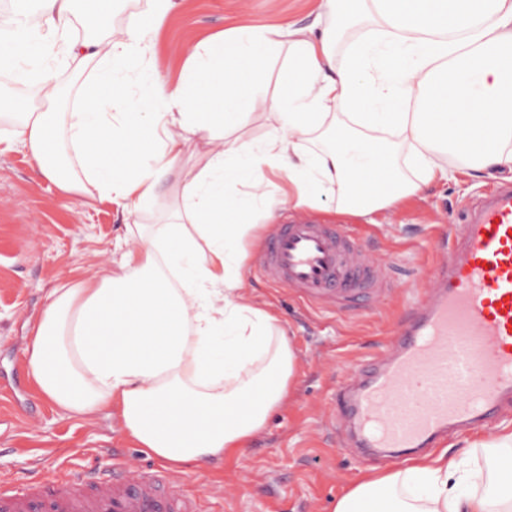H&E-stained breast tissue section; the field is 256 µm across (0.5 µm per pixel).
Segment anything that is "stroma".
Here are the masks:
<instances>
[{
    "mask_svg": "<svg viewBox=\"0 0 512 512\" xmlns=\"http://www.w3.org/2000/svg\"><path fill=\"white\" fill-rule=\"evenodd\" d=\"M320 0H180L167 24L153 34V65L162 80L187 77L186 48L248 26L273 30L327 24ZM288 71V48L280 46L258 85V109L244 129L260 141L273 131V101ZM454 180L429 184L419 196L366 222L336 209L326 197L317 209L289 211L292 222L350 225L368 258L384 264L388 291L367 313L313 307L293 292L267 282L255 269L257 245L248 249L242 273L250 298L265 305L286 328L295 353L294 376L286 402L241 451L225 454L218 466H186L174 475L186 490L202 494L204 512H332L334 502L371 473L397 464L361 455L344 433L335 432L336 395L349 364L375 358L393 336L407 310V295L428 288L426 272L438 261L440 246L463 207L477 203L485 178L474 185L456 160ZM158 206L125 214L96 199L68 196L45 182L30 159L18 151L0 153V474L22 477L47 469L66 453L75 462L136 461L163 467V460L129 441L118 418L102 411L64 416L37 391L25 362L34 321L48 303L51 288L76 272L100 271L119 259L115 248L127 225L161 223ZM512 426V406L485 426L452 430L429 448V455L454 451L485 462L472 442Z\"/></svg>",
    "mask_w": 512,
    "mask_h": 512,
    "instance_id": "1",
    "label": "stroma"
}]
</instances>
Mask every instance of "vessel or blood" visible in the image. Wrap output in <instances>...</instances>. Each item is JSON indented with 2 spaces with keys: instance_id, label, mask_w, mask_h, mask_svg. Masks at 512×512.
Masks as SVG:
<instances>
[{
  "instance_id": "vessel-or-blood-1",
  "label": "vessel or blood",
  "mask_w": 512,
  "mask_h": 512,
  "mask_svg": "<svg viewBox=\"0 0 512 512\" xmlns=\"http://www.w3.org/2000/svg\"><path fill=\"white\" fill-rule=\"evenodd\" d=\"M349 228L275 219L258 272L315 305L366 310L376 295ZM426 295L379 358L355 365L336 420L365 447L418 453L449 427L491 418L512 400V186L465 211ZM0 512H201L170 472L59 466L0 476Z\"/></svg>"
}]
</instances>
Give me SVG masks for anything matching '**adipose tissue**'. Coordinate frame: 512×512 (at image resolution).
Wrapping results in <instances>:
<instances>
[{"label": "adipose tissue", "mask_w": 512, "mask_h": 512, "mask_svg": "<svg viewBox=\"0 0 512 512\" xmlns=\"http://www.w3.org/2000/svg\"><path fill=\"white\" fill-rule=\"evenodd\" d=\"M39 2L36 25L0 32V75L37 72L42 104L0 121L15 124L9 147L44 180L130 212L155 204L190 137L205 147L167 223L128 230L112 267L55 288L25 351L35 385L64 415L115 411L132 441L168 463H219L288 396L294 350L241 274L267 172L294 184L289 208L317 207L332 191L338 210L369 222L451 179L438 151L474 178L512 172V0H326L343 24L293 32L279 130L230 150L225 132L256 111L271 33L242 27L189 48L187 82L169 85L149 62V37L177 0H151L117 35L113 0ZM82 15L104 35L69 40ZM52 59L80 79L65 112ZM241 183L249 198L235 195ZM476 445L499 450L493 468L439 457L368 476L333 512H512V432Z\"/></svg>", "instance_id": "adipose-tissue-1"}]
</instances>
